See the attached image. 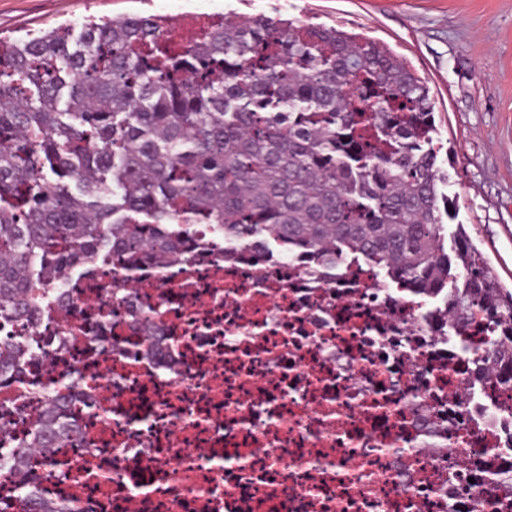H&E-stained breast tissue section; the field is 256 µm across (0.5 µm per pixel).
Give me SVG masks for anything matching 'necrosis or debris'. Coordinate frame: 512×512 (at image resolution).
I'll return each mask as SVG.
<instances>
[{
	"instance_id": "obj_1",
	"label": "necrosis or debris",
	"mask_w": 512,
	"mask_h": 512,
	"mask_svg": "<svg viewBox=\"0 0 512 512\" xmlns=\"http://www.w3.org/2000/svg\"><path fill=\"white\" fill-rule=\"evenodd\" d=\"M202 258L99 266L69 305L19 335L20 377L0 378V452L69 395L71 443L0 468V512L24 475L53 512H512L511 372L473 385L446 342L448 305L377 275L271 249L214 225ZM492 452L494 476L448 478Z\"/></svg>"
}]
</instances>
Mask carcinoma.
<instances>
[{
	"label": "carcinoma",
	"mask_w": 512,
	"mask_h": 512,
	"mask_svg": "<svg viewBox=\"0 0 512 512\" xmlns=\"http://www.w3.org/2000/svg\"><path fill=\"white\" fill-rule=\"evenodd\" d=\"M66 98V107L58 103ZM429 90L387 49L335 27L223 15L178 41L161 16L0 41V320L21 326L69 275L132 276L215 224L333 264L355 253L448 301L473 382L512 363V290L459 230L446 247ZM487 341L464 332L475 305ZM0 338V374L17 366ZM70 395L15 448L60 447ZM479 472L465 457L448 481Z\"/></svg>",
	"instance_id": "1"
}]
</instances>
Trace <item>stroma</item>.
<instances>
[{
	"label": "stroma",
	"instance_id": "obj_1",
	"mask_svg": "<svg viewBox=\"0 0 512 512\" xmlns=\"http://www.w3.org/2000/svg\"><path fill=\"white\" fill-rule=\"evenodd\" d=\"M203 12L338 26L379 42L435 102L448 231L464 227L512 289V0H0V41L76 21Z\"/></svg>",
	"mask_w": 512,
	"mask_h": 512
}]
</instances>
